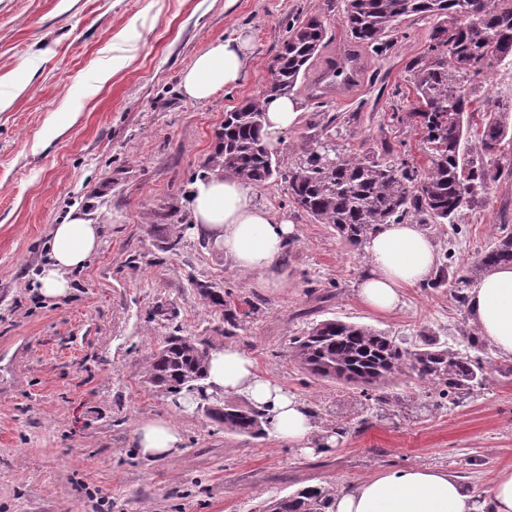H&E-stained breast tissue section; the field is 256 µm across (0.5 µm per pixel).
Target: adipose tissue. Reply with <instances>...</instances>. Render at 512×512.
<instances>
[{"label": "adipose tissue", "mask_w": 512, "mask_h": 512, "mask_svg": "<svg viewBox=\"0 0 512 512\" xmlns=\"http://www.w3.org/2000/svg\"><path fill=\"white\" fill-rule=\"evenodd\" d=\"M253 62L248 33L210 43L182 78L185 95L206 100L238 85ZM262 133L271 150L301 115L299 100L278 97L264 105ZM187 207L197 231L204 233L241 272L252 275L253 287L265 292L288 286L282 255L294 226L270 206L257 200L251 184L217 169L195 180ZM100 247V228L81 215L53 227L46 264L37 277L40 295L66 296L69 275L82 268ZM367 266L357 296L368 308L391 313L402 303L404 288L425 280L437 253L433 241L415 224H385L365 243ZM468 310L479 334L498 353L512 357V266H502L477 281L468 295ZM211 392L244 396L252 405L270 410L276 436L301 452L335 443L332 434L316 437L307 405L256 369L239 347L227 345L211 354ZM132 442L141 457L165 460L183 445L181 432L164 417L140 419ZM335 512H512V469L502 470L485 498L444 469L414 466L359 481L333 495Z\"/></svg>", "instance_id": "ef3b65f1"}]
</instances>
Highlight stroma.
<instances>
[{"label": "stroma", "instance_id": "35a3bbf8", "mask_svg": "<svg viewBox=\"0 0 512 512\" xmlns=\"http://www.w3.org/2000/svg\"><path fill=\"white\" fill-rule=\"evenodd\" d=\"M324 0H0V350L26 344L21 384L0 392V512H259L264 501L316 486L333 492L379 472L415 465L448 470L476 493L512 468V359L487 346V380L459 402L427 380L395 386L375 407L357 384L322 381L289 355L293 337L325 319L368 325L406 346L423 337L469 350L477 329L455 285L405 289L401 310L364 308L356 286L367 256L316 223L277 181L262 201L295 233L283 253L288 286L252 288L222 251L190 229L184 199L205 173L225 112L269 83L289 21ZM436 24L410 17L386 55L363 52L360 78L330 95L331 141L361 158L390 145L421 161L409 114L417 99L407 63ZM248 30L254 61L245 79L203 101L181 77L211 42ZM303 116L277 157L290 168L315 141L317 110ZM512 100V66L475 83L467 136L478 151L487 99ZM492 163L507 172L454 225L426 227L449 270L512 234V143ZM102 226L98 252L62 298L42 297L36 276L53 225L71 210ZM179 249H171V242ZM231 292L240 329L224 334V309L204 286ZM234 344L267 378L309 406L317 434L336 442L312 454L274 434L225 433L204 412L181 411L146 381L151 357L173 330ZM171 419L179 455L142 459L132 431L142 418Z\"/></svg>", "mask_w": 512, "mask_h": 512}]
</instances>
